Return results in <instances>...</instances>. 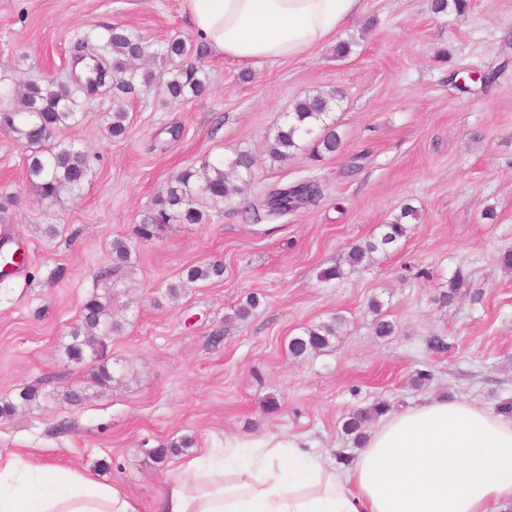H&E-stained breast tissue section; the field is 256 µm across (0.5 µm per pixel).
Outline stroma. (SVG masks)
Returning a JSON list of instances; mask_svg holds the SVG:
<instances>
[{
    "instance_id": "stroma-1",
    "label": "stroma",
    "mask_w": 512,
    "mask_h": 512,
    "mask_svg": "<svg viewBox=\"0 0 512 512\" xmlns=\"http://www.w3.org/2000/svg\"><path fill=\"white\" fill-rule=\"evenodd\" d=\"M430 4L363 0L345 31L357 39L345 58L330 43L258 66L205 55L202 97L176 102L154 90L131 99L119 139L104 121L112 95L99 88L94 109L66 133L90 155L92 173L58 203L27 190L26 153L0 129V236L30 246L23 274L0 280V402L18 405L0 417L1 458L88 471L147 505L174 468L152 458L162 442L191 438L196 454L228 437L285 434L332 457L356 450L342 431L345 414L380 398L396 410L430 396L489 410L512 398V269L496 261L512 249V0H470L465 13L444 16ZM115 23L154 44L194 36L182 0H0V78L67 75L77 37ZM457 69L496 78L464 88L449 79ZM331 90L336 155L313 160L318 129L293 159L271 162L266 140L294 100ZM240 150L254 157L250 189L219 203L199 197L202 223L136 239L172 176ZM304 178L322 183L318 206L246 220L257 194ZM407 205L420 218L397 250L323 279ZM49 224L56 236L45 235ZM119 237L132 252L116 269ZM217 261L222 277L169 296L168 284L189 268ZM413 265L428 278H413ZM108 268L113 276L100 281ZM459 269L467 280L445 301ZM106 284L122 329L108 341L116 380L100 389L90 385L96 362L71 361L64 347L83 303ZM252 295L259 307L235 318ZM335 314L345 322L332 348L290 356L292 336ZM380 317L393 335H376ZM433 335L447 337V352L428 349ZM419 370L433 375L423 388L411 384ZM31 390L35 400L23 403Z\"/></svg>"
}]
</instances>
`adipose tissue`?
<instances>
[{
  "instance_id": "1",
  "label": "adipose tissue",
  "mask_w": 512,
  "mask_h": 512,
  "mask_svg": "<svg viewBox=\"0 0 512 512\" xmlns=\"http://www.w3.org/2000/svg\"><path fill=\"white\" fill-rule=\"evenodd\" d=\"M362 0H182L207 53L289 60L334 38ZM0 512H512V419L427 397L380 417L349 463L296 437L179 460L150 507L91 474L0 461Z\"/></svg>"
}]
</instances>
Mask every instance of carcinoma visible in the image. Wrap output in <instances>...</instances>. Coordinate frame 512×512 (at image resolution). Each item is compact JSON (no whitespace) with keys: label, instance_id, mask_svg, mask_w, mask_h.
<instances>
[{"label":"carcinoma","instance_id":"obj_1","mask_svg":"<svg viewBox=\"0 0 512 512\" xmlns=\"http://www.w3.org/2000/svg\"><path fill=\"white\" fill-rule=\"evenodd\" d=\"M469 0H432L431 10L436 15L461 14L468 10ZM80 46L90 48L102 56L112 70L113 110L109 129L114 138L126 133L128 112L125 100L156 88L172 98L187 101L198 98L207 88V74L202 57L205 50L182 38H173L152 53L173 62L165 76L136 62L145 60L140 37L122 24L102 26L98 31L84 33ZM334 96L323 92L306 93L297 98L288 121L278 128L266 144V152L273 162H285L301 150L303 136L322 124L331 111ZM94 106L92 94L72 83L64 76L57 80H29L22 86L20 105L13 102V90L0 87V125L16 135L27 153V178L30 189L42 201L56 203L64 196H73L91 173L88 154L68 142L56 140V135L72 129L87 116ZM341 146L338 134L329 131L319 140L316 156L334 155ZM253 157L247 150L238 151L224 161L206 160L197 169H186L167 184L160 200L161 209L150 213L135 228L140 240H149L159 234L171 222L197 224L203 213L196 207L197 197L209 196L213 201H224L242 193L253 180ZM323 198L322 185L314 179H303L282 188L270 190L257 197L249 205V219L258 224L265 218L288 215L304 206H315ZM417 218V210L404 207L390 222L379 226V232L362 244L350 247L345 262L354 270L374 261V255L394 248L405 237L407 221ZM223 274V265L209 263L191 268L186 280L169 286V293L176 297L189 283L206 281ZM344 323L336 315L328 321L305 328L292 337L288 344L290 355L295 359L321 353L331 347L338 329ZM113 331L119 325L112 322V293L110 287L88 299L81 311V324L71 335L65 348L66 355L82 361L92 357L99 361L92 382L98 387H109L114 381L112 367L102 361L103 343L97 331L103 328ZM390 410V404L380 400L369 407H356L344 418L343 432L353 442H362L368 424ZM186 440L162 443L153 451L158 463L177 455L188 447Z\"/></svg>","mask_w":512,"mask_h":512}]
</instances>
